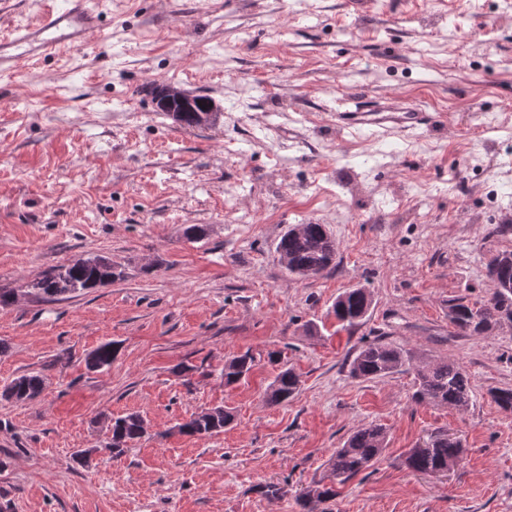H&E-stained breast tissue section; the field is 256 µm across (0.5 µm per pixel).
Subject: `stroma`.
Here are the masks:
<instances>
[{
	"instance_id": "35a3bbf8",
	"label": "stroma",
	"mask_w": 512,
	"mask_h": 512,
	"mask_svg": "<svg viewBox=\"0 0 512 512\" xmlns=\"http://www.w3.org/2000/svg\"><path fill=\"white\" fill-rule=\"evenodd\" d=\"M97 2L83 43L0 69V288L17 293L0 307V387L45 380L34 401L0 398V512H303L300 491L367 425L386 430L381 458L313 512H512V413L490 396L512 387V329L448 321L450 299H487V263L512 250V0ZM66 5L0 0V40ZM156 85L209 96L216 123L180 127ZM358 90L428 119L337 125ZM311 222L336 264L290 276L275 245ZM81 256L122 275L57 301L28 291ZM349 288L372 305L348 331L331 306ZM374 340L458 364L469 406L416 403L407 367L350 377ZM105 343L111 366L88 368ZM248 350L249 378L225 384ZM271 351L301 380L281 405L265 399ZM215 406L235 415L224 432H178ZM128 413L148 431L111 456L107 419ZM439 431L460 463L412 472L408 450Z\"/></svg>"
}]
</instances>
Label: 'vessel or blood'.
Wrapping results in <instances>:
<instances>
[{"instance_id": "1", "label": "vessel or blood", "mask_w": 512, "mask_h": 512, "mask_svg": "<svg viewBox=\"0 0 512 512\" xmlns=\"http://www.w3.org/2000/svg\"><path fill=\"white\" fill-rule=\"evenodd\" d=\"M98 14L90 7L89 0H71L64 12L47 15L35 27L18 29L8 47L0 48V59H29L33 52H50L70 42L86 39L98 25ZM406 113L419 119L417 106L402 105L395 98H372L358 94L350 98L340 116L351 124L367 123L369 116L381 113Z\"/></svg>"}]
</instances>
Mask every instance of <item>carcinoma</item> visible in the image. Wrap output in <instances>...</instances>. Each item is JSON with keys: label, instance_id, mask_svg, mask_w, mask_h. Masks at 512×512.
Instances as JSON below:
<instances>
[{"label": "carcinoma", "instance_id": "cac0c4a2", "mask_svg": "<svg viewBox=\"0 0 512 512\" xmlns=\"http://www.w3.org/2000/svg\"><path fill=\"white\" fill-rule=\"evenodd\" d=\"M276 253L288 257L289 275L307 277L319 275L331 268L336 258V242L324 224H306L296 234L287 230L275 246ZM118 277L112 263L90 266L80 260L53 266L41 272L26 284V288L51 301L77 292L105 286ZM486 277L490 284V296L480 306L462 298L448 302L450 324L464 333L484 334L505 324L512 325V250L499 252L487 265ZM372 304L370 294L364 288H351L336 299L332 312L338 326L353 328L366 318ZM115 355L113 345L105 343L87 358V367L103 369L112 364ZM415 354L402 346L378 341L360 348L350 363L349 374L353 378L370 380L385 377L402 367L413 364ZM254 366V357L246 352L224 362L222 373L228 384L248 377ZM418 402H435L459 409L471 402V383L466 372L458 365L446 361H432L416 370ZM44 379L29 373L14 378L0 396L16 398L21 402L36 399L42 392ZM300 380L291 368L282 369L268 386L265 398L273 405L288 402L299 391ZM234 421L230 410L215 415L190 417L180 425V432L191 436H207L220 433ZM111 433L108 449L112 456L125 453L129 445L145 435L144 420L137 414H129L108 421ZM386 431L380 426L361 427L355 430L336 449L330 458L331 476L343 484L360 472L371 467L385 448ZM462 444L448 440V433L431 436L422 445L408 451L405 464L413 472L437 475L455 467L461 460Z\"/></svg>", "mask_w": 512, "mask_h": 512}]
</instances>
